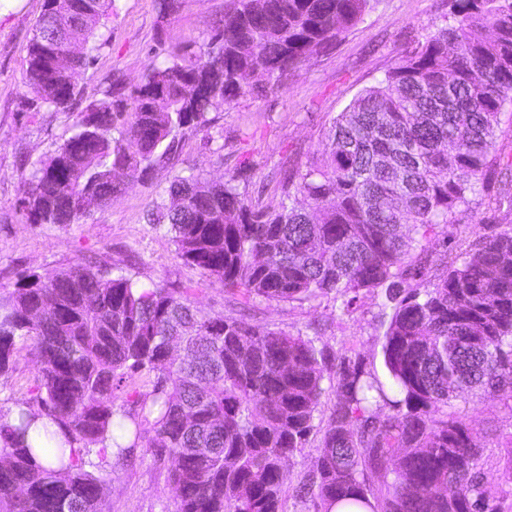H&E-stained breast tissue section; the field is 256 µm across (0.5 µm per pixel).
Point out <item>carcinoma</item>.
Masks as SVG:
<instances>
[{"label":"carcinoma","mask_w":512,"mask_h":512,"mask_svg":"<svg viewBox=\"0 0 512 512\" xmlns=\"http://www.w3.org/2000/svg\"><path fill=\"white\" fill-rule=\"evenodd\" d=\"M115 0H44L28 51L25 103L68 112ZM377 0H225L208 41L164 48L142 81L114 85L76 114L71 135L24 181L28 224H77L122 182L170 159L246 93L358 24ZM258 75L263 83L251 85ZM512 103V0H451L448 17L334 117L284 201L253 204L234 176L179 171L149 204L176 258L229 293L266 302L331 296L350 311L381 299L386 377L364 357L300 334L209 313L189 289L142 287L102 266L22 277L0 296V377L19 340L37 352L33 400L0 424V512H105L92 446L117 442L114 409L135 374H154L149 447L171 461L175 512H283V473L320 433L299 492L313 512H512V449L487 478L488 430L458 401L512 416V227L448 245L480 195L512 197L497 131ZM447 245L431 259L429 243ZM334 402L314 425L324 380ZM121 419H115V416ZM58 432L36 431L40 418ZM32 440H27L30 432ZM57 464L45 468L40 456Z\"/></svg>","instance_id":"obj_1"}]
</instances>
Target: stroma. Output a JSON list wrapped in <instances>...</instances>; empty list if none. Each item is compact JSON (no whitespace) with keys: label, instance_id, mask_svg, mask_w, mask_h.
Instances as JSON below:
<instances>
[{"label":"stroma","instance_id":"obj_1","mask_svg":"<svg viewBox=\"0 0 512 512\" xmlns=\"http://www.w3.org/2000/svg\"><path fill=\"white\" fill-rule=\"evenodd\" d=\"M44 0H0V293L16 288L20 274L48 275L76 264L109 265L143 284L186 288L196 306L276 331L302 334L316 344L351 348L382 366L379 309L365 295L350 311L332 298L276 303L225 292L204 270L175 257L166 227L147 222L150 201L175 172L191 167L206 176L238 174L254 204L275 209L288 171L305 168L323 148L332 120L365 88L395 67L405 52L424 43L448 13V0H379L356 26L321 54L290 70L281 87L246 94L229 109L210 113L207 130L187 132L173 159L149 177L126 184L109 206L93 207L77 224L26 223L20 205L31 164L52 155L71 134L74 114L29 110L22 103L28 48ZM224 15V0H183L179 14L163 19L153 0H115L105 21V45L77 83L84 101L102 98L114 80L134 86L156 45L207 41ZM37 383L32 342L16 345L13 371L0 378V416L28 398ZM129 453L112 457L103 473L107 512H173L167 461L149 443L150 422ZM315 443L293 458L283 486L284 512H311L294 488L313 471Z\"/></svg>","mask_w":512,"mask_h":512}]
</instances>
